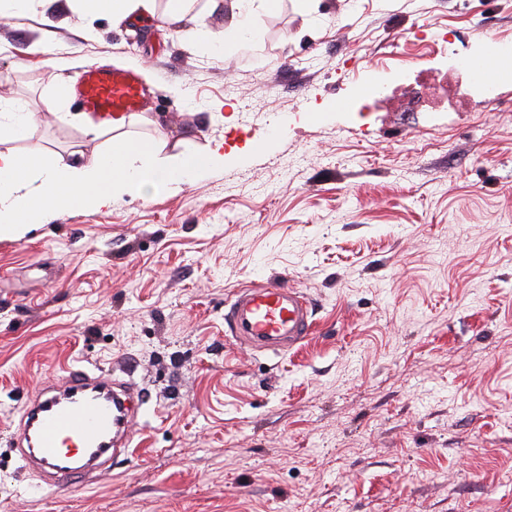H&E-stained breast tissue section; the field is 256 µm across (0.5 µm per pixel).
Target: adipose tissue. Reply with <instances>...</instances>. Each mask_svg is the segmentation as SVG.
I'll return each instance as SVG.
<instances>
[{
    "mask_svg": "<svg viewBox=\"0 0 512 512\" xmlns=\"http://www.w3.org/2000/svg\"><path fill=\"white\" fill-rule=\"evenodd\" d=\"M88 16L111 14L117 19L150 16L175 31H189L203 51L217 46L250 45L258 9L271 8L275 0H236L237 14L221 34L195 25L192 0H169L158 8L157 0H74ZM85 133L100 143L92 160L76 155H37L0 152V239L19 240L35 227L50 223L58 213L92 210L124 197H145L169 192L223 168L241 163L252 143L225 148L223 143L201 152L162 155L159 144L139 142L124 133V119L112 124L83 118Z\"/></svg>",
    "mask_w": 512,
    "mask_h": 512,
    "instance_id": "obj_1",
    "label": "adipose tissue"
}]
</instances>
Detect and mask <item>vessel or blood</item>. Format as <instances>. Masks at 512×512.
I'll list each match as a JSON object with an SVG mask.
<instances>
[{"mask_svg":"<svg viewBox=\"0 0 512 512\" xmlns=\"http://www.w3.org/2000/svg\"><path fill=\"white\" fill-rule=\"evenodd\" d=\"M73 96L108 123L142 112L145 92L135 71L91 66L74 85ZM224 324L239 346L274 354L303 343L313 328L308 301L282 278L238 290L224 306ZM133 390L107 374L69 370L61 385L45 388L25 410L16 437L22 460L60 491L118 460L131 439Z\"/></svg>","mask_w":512,"mask_h":512,"instance_id":"vessel-or-blood-1","label":"vessel or blood"}]
</instances>
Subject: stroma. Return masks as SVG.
<instances>
[{
	"mask_svg": "<svg viewBox=\"0 0 512 512\" xmlns=\"http://www.w3.org/2000/svg\"><path fill=\"white\" fill-rule=\"evenodd\" d=\"M422 27L481 57L512 42V0H280L255 49L213 55L66 0L0 13V98L38 115L0 150L92 159L49 105L92 65L158 89L126 130L165 154L261 145L0 240V512H512V80L462 77L468 112L435 86L419 112L348 107L401 93ZM281 276L311 337L240 347L225 301ZM73 363L133 379L144 415L126 460L58 493L11 437Z\"/></svg>",
	"mask_w": 512,
	"mask_h": 512,
	"instance_id": "35a3bbf8",
	"label": "stroma"
}]
</instances>
